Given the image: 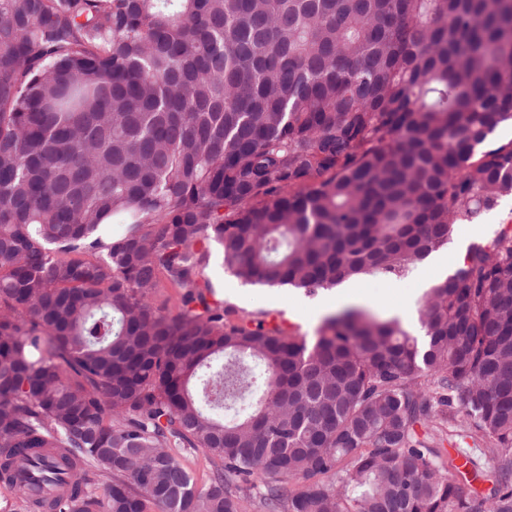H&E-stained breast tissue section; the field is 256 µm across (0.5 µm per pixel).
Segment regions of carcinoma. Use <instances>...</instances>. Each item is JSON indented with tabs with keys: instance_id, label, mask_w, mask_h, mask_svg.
<instances>
[{
	"instance_id": "obj_1",
	"label": "carcinoma",
	"mask_w": 512,
	"mask_h": 512,
	"mask_svg": "<svg viewBox=\"0 0 512 512\" xmlns=\"http://www.w3.org/2000/svg\"><path fill=\"white\" fill-rule=\"evenodd\" d=\"M511 60L512 0H0L5 508L512 512V230L421 336L360 307L300 336L205 277L214 245L248 285L403 277L512 195ZM173 452L191 472L198 486H202L211 472L209 455L202 449L174 448Z\"/></svg>"
}]
</instances>
